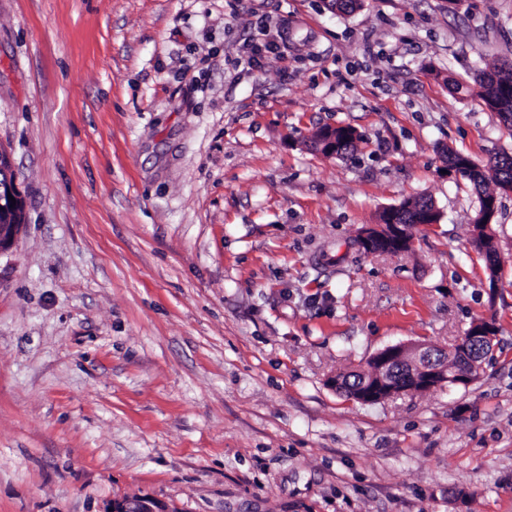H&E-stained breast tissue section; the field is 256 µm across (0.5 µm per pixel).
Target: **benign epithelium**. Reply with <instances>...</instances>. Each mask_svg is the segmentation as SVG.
<instances>
[{"label": "benign epithelium", "mask_w": 512, "mask_h": 512, "mask_svg": "<svg viewBox=\"0 0 512 512\" xmlns=\"http://www.w3.org/2000/svg\"><path fill=\"white\" fill-rule=\"evenodd\" d=\"M316 149L326 157L336 156V129H325L316 138ZM497 203H492L484 211L478 213L477 224L473 225V236L480 240V233L488 232L491 221L496 213ZM397 210L385 211V220L365 226L360 232L359 244L368 255L379 253L378 244L391 249L390 242H402L409 233L410 226L397 222ZM25 201L19 191L13 173V165L8 154L0 153V255L8 252L14 245L19 223L25 221ZM493 324L485 319L473 322L467 334L457 344L454 353L458 357H466L468 346H480L487 341H494ZM406 363L410 369L413 387L431 389L449 382L456 386H467L474 380L470 372H462L457 367H448V361L434 364L431 350L427 346L408 347L405 345L388 346L373 357V386L362 392V396L377 397L386 389L393 377L394 364ZM105 512H167L166 508L151 502L143 496L112 500Z\"/></svg>", "instance_id": "1"}]
</instances>
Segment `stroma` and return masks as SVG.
Returning <instances> with one entry per match:
<instances>
[{
	"instance_id": "35a3bbf8",
	"label": "stroma",
	"mask_w": 512,
	"mask_h": 512,
	"mask_svg": "<svg viewBox=\"0 0 512 512\" xmlns=\"http://www.w3.org/2000/svg\"><path fill=\"white\" fill-rule=\"evenodd\" d=\"M504 63L512 0H0V512H512V192L493 284L445 158L512 155L474 80ZM421 197L410 250H359ZM478 319L469 387L330 384ZM350 136L338 141L337 145V156H336V132L342 129L336 130V128L323 130L316 138V149L322 155L326 157H336L345 159L352 155L355 149V142L360 139V135L357 131L348 127ZM8 194L16 200L13 207H10L12 201L9 200ZM25 219V201L15 182L10 155L7 151L3 155L0 150V255L13 247L17 228L23 225L19 223L24 222ZM10 221L12 223H9ZM103 512H168L166 508L157 503L150 502L145 496L120 498L112 503Z\"/></svg>"
}]
</instances>
